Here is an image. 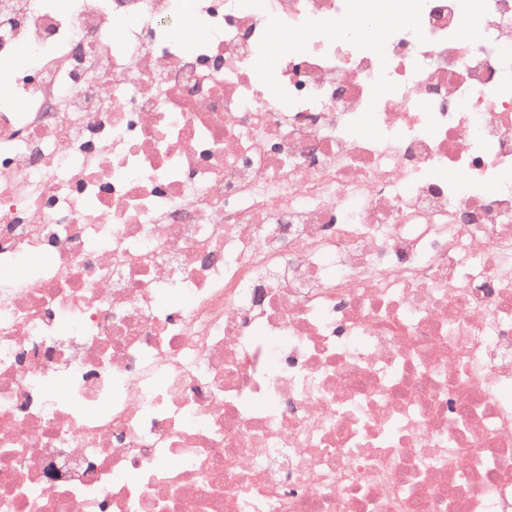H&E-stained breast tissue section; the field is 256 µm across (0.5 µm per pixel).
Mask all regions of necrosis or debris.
<instances>
[{"label": "necrosis or debris", "mask_w": 512, "mask_h": 512, "mask_svg": "<svg viewBox=\"0 0 512 512\" xmlns=\"http://www.w3.org/2000/svg\"><path fill=\"white\" fill-rule=\"evenodd\" d=\"M0 78L6 512H512V0H0Z\"/></svg>", "instance_id": "obj_1"}]
</instances>
